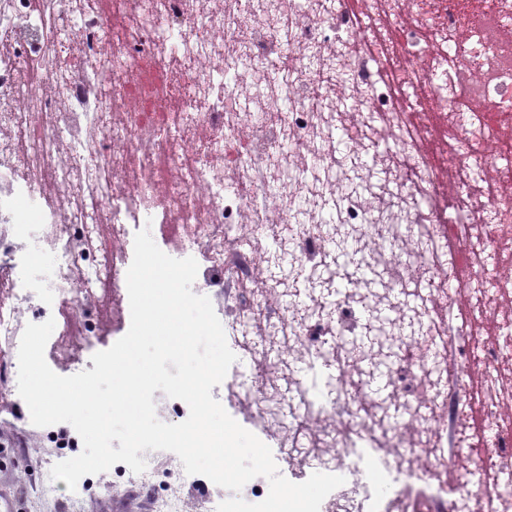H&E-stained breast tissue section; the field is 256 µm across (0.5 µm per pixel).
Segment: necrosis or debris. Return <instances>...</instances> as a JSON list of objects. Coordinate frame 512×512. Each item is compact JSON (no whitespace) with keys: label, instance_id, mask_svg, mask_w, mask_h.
<instances>
[{"label":"necrosis or debris","instance_id":"obj_1","mask_svg":"<svg viewBox=\"0 0 512 512\" xmlns=\"http://www.w3.org/2000/svg\"><path fill=\"white\" fill-rule=\"evenodd\" d=\"M58 13L70 21L61 35L47 29ZM182 57L198 66L176 84L165 62ZM35 62L51 91L29 84ZM104 77L108 96L98 90ZM410 112L436 114L447 126L448 167L470 176L468 193L445 185L419 148L435 132L408 123ZM511 123L512 0H251L246 10L225 0L193 15L187 0H114L109 17L85 11L82 0H0V340L9 343L0 385L18 390L20 307L44 305L53 318L66 312L78 323L102 296L124 303L126 271L113 254L138 225L161 219L179 226L163 237L165 254L220 271L225 315L239 324L265 318L280 353L255 352L247 407L280 439L274 459L317 453L321 472L344 477L320 512H388L425 475L437 488L429 512H447L457 458L446 445L473 441L467 406L442 424L436 387L450 381L466 393L469 362L485 370L486 426L500 435L473 465L512 474V416L498 409L512 382L493 370L512 362V316H503L494 348L473 343L452 365L431 308L434 279L466 263L468 315L476 317L489 293L488 258L512 248V150L496 143ZM199 128L210 132L201 150L188 138ZM21 131L24 151L13 142ZM337 135L341 157L327 146ZM131 159L148 176L116 191ZM229 178L246 192L227 193ZM159 182L170 187L164 215L132 206ZM198 196L200 209L191 204ZM452 214L464 232L443 262L432 239ZM271 225L267 286L244 289L254 265L225 250L224 232ZM47 251L52 282L42 293L32 286L31 260ZM335 252L352 253L367 276L347 278L329 298L322 272ZM285 264L302 288H281ZM386 308L397 315L381 336L370 314ZM379 345L388 351L387 396L373 389ZM297 355L324 382L293 379L297 423L286 427L270 373L290 371ZM142 457L143 472L114 468L113 492L135 486L157 512H186L185 497L162 486L165 469L180 486L203 484L199 512H216L231 496L171 468L167 452Z\"/></svg>","mask_w":512,"mask_h":512}]
</instances>
